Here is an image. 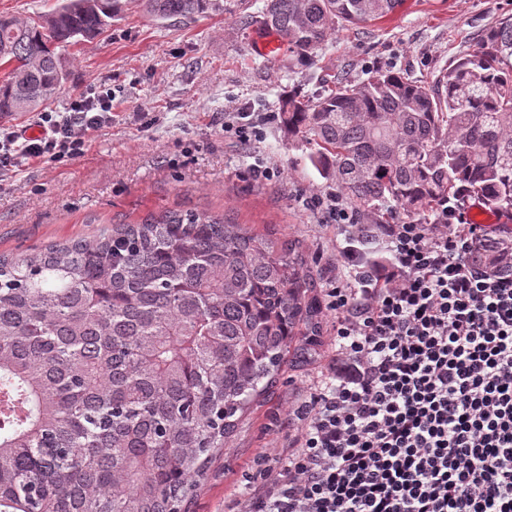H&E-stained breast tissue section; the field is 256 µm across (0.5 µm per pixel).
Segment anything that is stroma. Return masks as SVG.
Listing matches in <instances>:
<instances>
[{
	"mask_svg": "<svg viewBox=\"0 0 512 512\" xmlns=\"http://www.w3.org/2000/svg\"><path fill=\"white\" fill-rule=\"evenodd\" d=\"M223 10L178 23L126 11L110 31L65 54L66 83L50 104L111 89L112 121L68 161L17 160L0 170V255L17 257L68 239L95 236L101 224L132 223L167 207L227 214L236 222L302 241L317 285L334 273L348 235L307 208L313 194L334 190L311 164V147L284 134L277 119L284 95L311 100L324 81L360 82L397 70L432 82L471 51L483 31L512 17V0H405L366 26L337 28L310 66L294 65L286 45L260 53L258 21L267 0H223ZM271 114L261 142L226 136L231 112ZM274 167L255 177L253 164ZM322 347L293 365L267 402L247 413L223 455L209 466L190 512H224L246 477L264 468L267 448L291 429V404L334 354L333 317L324 314Z\"/></svg>",
	"mask_w": 512,
	"mask_h": 512,
	"instance_id": "stroma-1",
	"label": "stroma"
}]
</instances>
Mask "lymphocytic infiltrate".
Here are the masks:
<instances>
[{"instance_id": "obj_1", "label": "lymphocytic infiltrate", "mask_w": 512, "mask_h": 512, "mask_svg": "<svg viewBox=\"0 0 512 512\" xmlns=\"http://www.w3.org/2000/svg\"><path fill=\"white\" fill-rule=\"evenodd\" d=\"M44 121L42 135H8L0 168L82 155L112 121V94L77 93ZM383 234L382 272L353 274L348 249L327 282L338 358L235 512H512V274L473 261L491 231L452 206Z\"/></svg>"}]
</instances>
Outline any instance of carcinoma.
<instances>
[{
	"instance_id": "carcinoma-1",
	"label": "carcinoma",
	"mask_w": 512,
	"mask_h": 512,
	"mask_svg": "<svg viewBox=\"0 0 512 512\" xmlns=\"http://www.w3.org/2000/svg\"><path fill=\"white\" fill-rule=\"evenodd\" d=\"M135 2L159 20L219 0H56L0 14V118L49 104L62 51L112 28ZM404 0H267L261 26L301 66L346 24ZM280 124L374 224H436L477 197L512 211V18L430 83L393 71L282 100ZM512 272V234L475 253ZM322 310L302 243L164 209L20 258H0V512H188L196 483L289 356L320 347Z\"/></svg>"
}]
</instances>
